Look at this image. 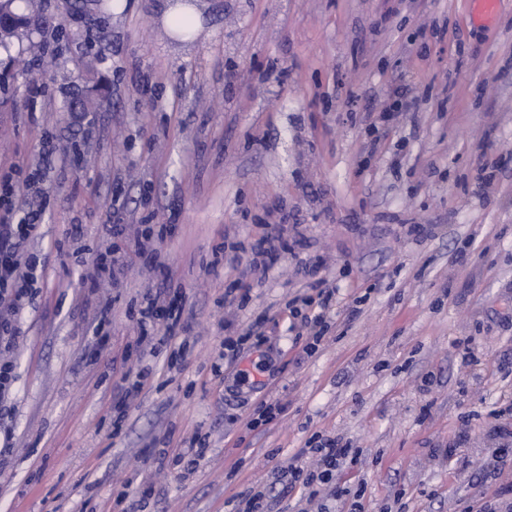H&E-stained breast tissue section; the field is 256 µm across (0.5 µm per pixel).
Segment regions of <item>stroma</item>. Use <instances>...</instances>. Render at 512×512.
Returning <instances> with one entry per match:
<instances>
[{"instance_id": "1", "label": "stroma", "mask_w": 512, "mask_h": 512, "mask_svg": "<svg viewBox=\"0 0 512 512\" xmlns=\"http://www.w3.org/2000/svg\"><path fill=\"white\" fill-rule=\"evenodd\" d=\"M179 2L40 0L47 26L0 45V175L44 165L48 192L0 415V512H112L121 492L142 512H226L250 486L266 512H299L288 461L317 435L363 451L326 512H456L489 497L492 427L512 430V0L488 28L469 0H187L186 36L163 16ZM85 89L94 104L78 117ZM398 91L411 106L368 151ZM48 139L65 152L47 163ZM270 210L287 215L291 250L254 273L249 244ZM117 223L164 226L154 247L169 279L130 253L117 281L85 287ZM316 276L336 302L307 355L288 303ZM238 280L249 298L225 307ZM163 286L190 328L173 368L168 346L139 359L142 296ZM229 318L254 333L234 355ZM145 367L114 432L112 401ZM273 397L286 412L248 429ZM196 433L210 453L186 476L163 453Z\"/></svg>"}]
</instances>
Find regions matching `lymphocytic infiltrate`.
Here are the masks:
<instances>
[{
    "mask_svg": "<svg viewBox=\"0 0 512 512\" xmlns=\"http://www.w3.org/2000/svg\"><path fill=\"white\" fill-rule=\"evenodd\" d=\"M44 174L34 169L23 181L0 179V404L8 399L14 382V364L10 352L19 337L17 317L32 306L36 291L38 261L26 249L41 223ZM312 296L303 300V309H292L305 330L307 353H314L327 326L328 314L336 301V289L327 281H316ZM182 308L178 299L165 292H147L139 311V341L149 349L171 342L182 328ZM317 463L309 468L300 458L288 466L291 485L301 486L306 504L338 495L336 479L343 467L356 465L361 451L340 443L335 437L318 438L311 449Z\"/></svg>",
    "mask_w": 512,
    "mask_h": 512,
    "instance_id": "1",
    "label": "lymphocytic infiltrate"
}]
</instances>
